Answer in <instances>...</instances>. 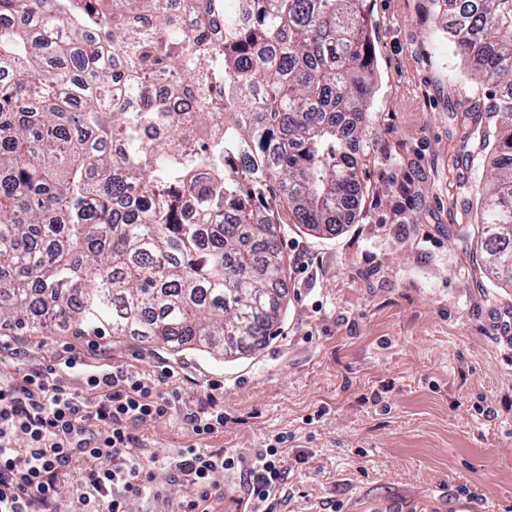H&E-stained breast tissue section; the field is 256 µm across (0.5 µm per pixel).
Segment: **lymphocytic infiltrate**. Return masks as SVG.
Here are the masks:
<instances>
[{"mask_svg": "<svg viewBox=\"0 0 512 512\" xmlns=\"http://www.w3.org/2000/svg\"><path fill=\"white\" fill-rule=\"evenodd\" d=\"M78 364L70 356L60 367L22 368L0 380V512H58L60 483L75 470L82 512H130L132 498L162 496L152 466L135 452L134 429L169 416L174 402L159 389L163 377L120 366L87 371V387L100 392L92 400L58 379V368ZM20 435L27 440L22 450L14 446ZM287 449L284 434L249 457L224 449H180L167 467L168 479L188 477L200 489L181 512H210L209 502L221 490L219 475L235 471L245 480L251 512H265L285 479Z\"/></svg>", "mask_w": 512, "mask_h": 512, "instance_id": "1", "label": "lymphocytic infiltrate"}]
</instances>
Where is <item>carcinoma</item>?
Wrapping results in <instances>:
<instances>
[{"instance_id": "cac0c4a2", "label": "carcinoma", "mask_w": 512, "mask_h": 512, "mask_svg": "<svg viewBox=\"0 0 512 512\" xmlns=\"http://www.w3.org/2000/svg\"><path fill=\"white\" fill-rule=\"evenodd\" d=\"M436 2L456 82L494 89L498 126L467 139L494 147L474 193L485 269L512 282V0ZM5 71L0 331L221 357L269 339L280 225L332 233L359 191L365 0H0Z\"/></svg>"}]
</instances>
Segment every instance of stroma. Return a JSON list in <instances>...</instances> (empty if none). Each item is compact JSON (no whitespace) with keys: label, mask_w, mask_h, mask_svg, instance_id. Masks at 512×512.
I'll use <instances>...</instances> for the list:
<instances>
[{"label":"stroma","mask_w":512,"mask_h":512,"mask_svg":"<svg viewBox=\"0 0 512 512\" xmlns=\"http://www.w3.org/2000/svg\"><path fill=\"white\" fill-rule=\"evenodd\" d=\"M378 82L355 151L361 192L334 235L281 227L288 309L275 338L231 360L132 336H16L19 364L79 355L173 377L182 407L214 393L223 429L199 438L180 412L141 423L144 457L181 448L250 456L286 433L293 453L273 512H512V287L491 281L470 190L456 54L433 0H368ZM307 463H297L296 452Z\"/></svg>","instance_id":"1"}]
</instances>
